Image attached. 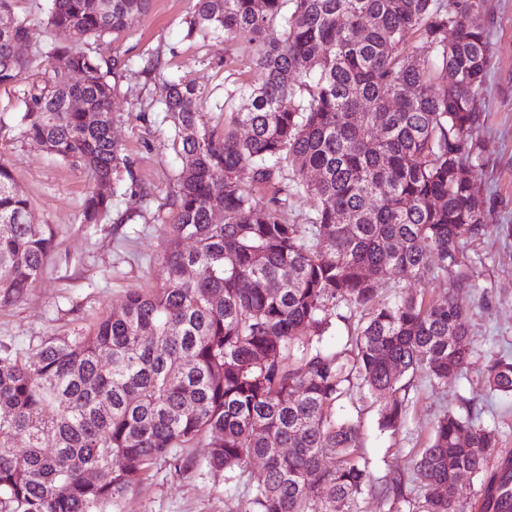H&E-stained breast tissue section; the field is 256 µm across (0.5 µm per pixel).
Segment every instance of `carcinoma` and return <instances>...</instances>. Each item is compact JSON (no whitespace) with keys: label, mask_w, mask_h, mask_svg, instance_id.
I'll list each match as a JSON object with an SVG mask.
<instances>
[{"label":"carcinoma","mask_w":512,"mask_h":512,"mask_svg":"<svg viewBox=\"0 0 512 512\" xmlns=\"http://www.w3.org/2000/svg\"><path fill=\"white\" fill-rule=\"evenodd\" d=\"M14 3L0 0V88L38 59L56 63L24 92L22 137L112 186L84 199L80 223L99 224L133 178L112 135L130 60L93 44L129 32L151 0H46L49 38L29 58L16 52L29 24ZM485 11L486 0H196L186 36L221 33L230 48L248 35L262 81L239 89L220 131L204 122L195 82L160 75L159 111L181 146L166 277L86 333L34 353L0 344V512H107L159 461L188 468L178 451L207 435L206 467L224 474L226 498L246 492L248 512H358L375 484L344 402L367 390L378 427L396 432L412 379L439 387L469 369L456 294L473 287L466 244L489 229L469 178L491 62ZM243 170L272 197L257 199ZM301 195L316 220L289 224L282 211ZM30 210L1 160L0 308L25 299L55 247ZM387 274L395 288H451L440 301L384 302ZM343 308L350 336L329 351L322 336ZM482 373L512 395V356L486 357ZM462 472L483 488L479 512H512V455L469 411L443 412L380 495L389 512H473L458 496Z\"/></svg>","instance_id":"carcinoma-1"}]
</instances>
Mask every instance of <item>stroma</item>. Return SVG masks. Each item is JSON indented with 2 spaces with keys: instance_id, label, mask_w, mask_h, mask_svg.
Listing matches in <instances>:
<instances>
[{
  "instance_id": "1",
  "label": "stroma",
  "mask_w": 512,
  "mask_h": 512,
  "mask_svg": "<svg viewBox=\"0 0 512 512\" xmlns=\"http://www.w3.org/2000/svg\"><path fill=\"white\" fill-rule=\"evenodd\" d=\"M195 0H152L148 13L133 22L117 42L98 48L104 56L135 58L160 52L166 74L194 81L203 93L206 112H214L241 82L256 84L258 71L248 54L247 38L226 50L224 38H187L185 18ZM493 58L481 95L482 116L473 137L481 158L469 170L485 200L489 229L468 244L472 288L457 298L468 320L473 351L466 378L432 391L419 387L406 427L381 431L370 395L355 394L376 483L407 472L414 453L426 444L436 418L460 410L462 400L495 427L503 452L512 454V396L490 394L482 376L487 355L512 354V0H487L482 18ZM48 64L37 61L12 92L0 90V160L9 164L32 203V221L53 225L56 248L25 300L0 308V343L28 351L52 336L68 334L119 307L126 294L162 281L165 249L163 222L170 217L167 196L178 163L171 121L157 108L164 93L161 80L147 75L123 79L113 103L114 137L132 162L134 182L124 185L118 207L132 214L126 224L109 219L87 226L78 214L94 182L90 175L24 141L23 106L6 109L8 97H20L41 81ZM193 464L183 472L159 463L148 477L135 481L113 512H225L224 482L205 466L206 443L186 449Z\"/></svg>"
}]
</instances>
